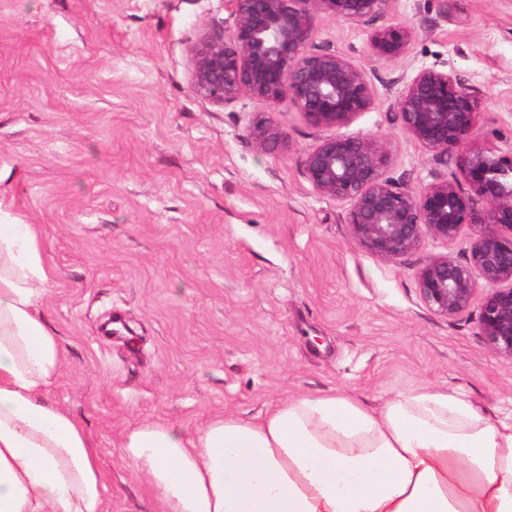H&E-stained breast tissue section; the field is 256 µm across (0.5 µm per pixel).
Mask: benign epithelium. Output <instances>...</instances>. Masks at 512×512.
<instances>
[{
  "label": "benign epithelium",
  "mask_w": 512,
  "mask_h": 512,
  "mask_svg": "<svg viewBox=\"0 0 512 512\" xmlns=\"http://www.w3.org/2000/svg\"><path fill=\"white\" fill-rule=\"evenodd\" d=\"M389 0H232L235 27L193 49L192 88L229 106L243 96L276 104L286 100L318 128H337L374 106L365 72L343 54L309 49L317 15L364 23ZM402 23L370 36L386 61L400 59L412 40ZM478 90L448 69L422 67L404 82L397 102L403 131L425 148L452 157L461 177H434L414 192L385 176L391 154L374 136L334 134L305 153L302 172L315 192L348 206L353 238L377 256L397 261L417 250L425 235L447 242L474 230L466 261L427 260L418 275L422 301L454 317L479 302V325L489 349L512 359V156L470 144ZM253 139L276 146L282 134L259 122Z\"/></svg>",
  "instance_id": "7a95c632"
}]
</instances>
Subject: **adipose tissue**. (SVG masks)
Segmentation results:
<instances>
[{
  "label": "adipose tissue",
  "instance_id": "ef3b65f1",
  "mask_svg": "<svg viewBox=\"0 0 512 512\" xmlns=\"http://www.w3.org/2000/svg\"><path fill=\"white\" fill-rule=\"evenodd\" d=\"M55 276L33 224H0V512H103L84 425L49 393L64 350L40 311ZM162 512H512V417L416 388L378 405L295 395L195 433L144 423L121 441Z\"/></svg>",
  "mask_w": 512,
  "mask_h": 512
}]
</instances>
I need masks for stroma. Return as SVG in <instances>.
<instances>
[{"instance_id":"35a3bbf8","label":"stroma","mask_w":512,"mask_h":512,"mask_svg":"<svg viewBox=\"0 0 512 512\" xmlns=\"http://www.w3.org/2000/svg\"><path fill=\"white\" fill-rule=\"evenodd\" d=\"M397 22L406 54L374 56L372 31ZM234 25L231 0H0V224L38 225L56 272L41 303L65 350L50 398L94 439L105 512H160L120 448L145 422L191 433L335 389L376 405L454 388L489 415L512 408V359L487 347L478 308L446 317L419 296L423 263L465 259L471 230L397 261L355 240L346 207L302 174L325 130L285 101L193 90V47ZM315 30L314 48L367 75L375 106L340 132L385 139L388 178L419 191L457 172L398 119L422 67L478 89L473 144L512 154V0H390ZM259 121L284 143L259 147Z\"/></svg>"}]
</instances>
